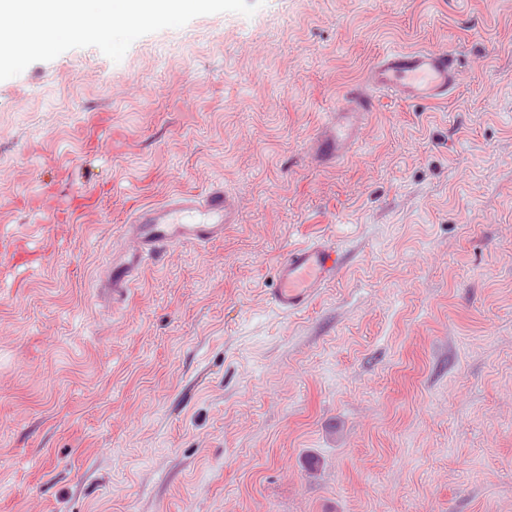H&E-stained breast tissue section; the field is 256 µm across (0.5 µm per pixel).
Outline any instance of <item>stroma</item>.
Wrapping results in <instances>:
<instances>
[{"label": "stroma", "instance_id": "1", "mask_svg": "<svg viewBox=\"0 0 512 512\" xmlns=\"http://www.w3.org/2000/svg\"><path fill=\"white\" fill-rule=\"evenodd\" d=\"M421 48L459 87L380 93L323 165ZM216 181L223 238L100 297L130 212ZM313 240L348 259L281 313ZM0 512H512V0H265L0 81ZM461 82L459 60L452 50H393L381 56L362 83L349 86L345 103L332 114L315 140L317 157L324 163L349 155L361 122L375 112L374 90L389 91L405 101L446 98ZM345 254L329 241H315L289 252L278 265V287L271 295L273 305L288 314L307 306L317 290L331 282Z\"/></svg>", "mask_w": 512, "mask_h": 512}]
</instances>
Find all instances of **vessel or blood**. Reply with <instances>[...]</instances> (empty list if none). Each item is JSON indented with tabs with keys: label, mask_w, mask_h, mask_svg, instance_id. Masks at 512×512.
<instances>
[{
	"label": "vessel or blood",
	"mask_w": 512,
	"mask_h": 512,
	"mask_svg": "<svg viewBox=\"0 0 512 512\" xmlns=\"http://www.w3.org/2000/svg\"><path fill=\"white\" fill-rule=\"evenodd\" d=\"M461 82L459 60L451 50H393L381 56L362 83L349 86L345 103L326 122L316 140V154L330 163L349 155L361 122L377 108L376 91H388L405 101L442 99ZM235 199L223 187L185 192L166 201L137 208L126 229L136 246L112 258L100 281L99 293L121 307L147 260L162 261L176 246H204L223 238L237 223ZM345 255L329 241H315L289 252L277 269L273 305L288 314L307 306L317 290L331 282Z\"/></svg>",
	"instance_id": "vessel-or-blood-1"
}]
</instances>
